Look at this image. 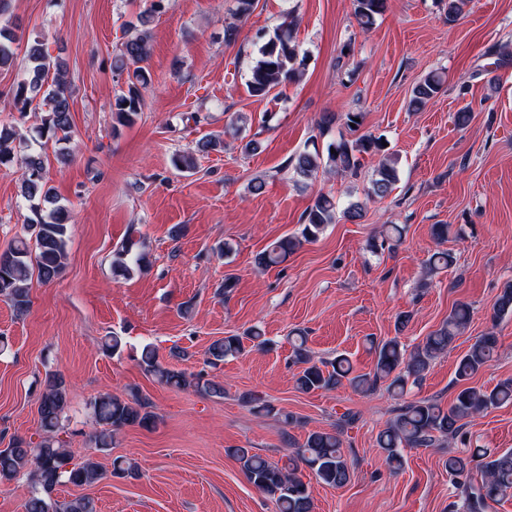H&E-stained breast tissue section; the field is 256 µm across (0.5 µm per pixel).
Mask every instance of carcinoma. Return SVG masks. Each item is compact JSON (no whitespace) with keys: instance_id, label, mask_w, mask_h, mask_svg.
<instances>
[{"instance_id":"carcinoma-1","label":"carcinoma","mask_w":512,"mask_h":512,"mask_svg":"<svg viewBox=\"0 0 512 512\" xmlns=\"http://www.w3.org/2000/svg\"><path fill=\"white\" fill-rule=\"evenodd\" d=\"M388 0H352L354 17L363 31L375 24L387 8ZM162 8V0H155L152 10L140 14L137 22H128L122 28L119 52L113 57L116 71L126 74L123 86L112 103L114 127L125 126L146 107V95L152 77L146 68L150 56L151 32L148 28L152 13ZM295 10L288 8L283 21L272 35L258 46L252 57L246 82L250 96L264 99L283 83L297 82L303 76L306 53L296 40ZM18 25L10 20L0 23V69H12L16 64L14 44L18 40ZM23 77L13 85V102L21 116L33 112L40 124L38 135L59 144L69 140L72 128V92L63 62L56 65V73L49 76L46 51L41 41H34L26 55ZM442 74L431 71L412 89L408 108L422 110L440 92ZM15 132L9 125L0 127V165L14 160L12 143ZM224 149L218 137H205L197 142L196 152L178 154L173 165L180 171L196 168L195 153ZM379 157L373 169L366 196L383 199L394 190L399 180L398 159L384 146V140L372 135L345 137L332 142L324 151H303L289 164L301 181H313L325 175H356L365 156ZM48 157L44 150L27 149L20 157L21 178L19 196L28 204L27 235L20 237L0 251V297L10 302L17 314L27 312L31 300L32 276L38 281H53L64 267L71 222L70 211L59 204V197L48 183ZM355 222L364 217L363 206L350 202L341 206L331 194L320 193L303 216L302 238L283 237L257 256L260 266L271 267L282 263L294 252L300 240L317 238L337 217ZM453 253L437 251L427 262V274L433 276L452 267ZM146 267V255H131V248L123 246L115 252L113 273L129 277ZM512 314V284L506 285L495 305L494 318ZM471 311L459 303L448 314V320L426 337L411 352H406L398 337L370 341L376 357L373 370L355 374L348 358L338 355L331 362L317 361L306 346V338L298 336L293 342L294 363L303 365L296 380L304 392L331 390L348 384L358 392L375 389L378 382H388V390L398 399L408 393V384L417 383L428 370L431 361L453 343L469 325ZM497 348V336L489 332L470 346L459 359L455 371L457 392L446 407L430 399L403 402L395 417L377 436V446L385 463L397 470L403 465L401 449L427 448L441 439H454L476 416L494 408L512 403V380L503 381L492 389L470 385V381L484 369ZM245 351L242 338L226 336L215 340L208 349L209 366L215 368L227 357H236ZM143 369L158 383L173 388L192 387L204 395H218L224 388L206 374L186 375L182 371L163 366L154 348L146 344L138 358ZM93 419L98 425L92 434L96 447L105 451L112 447L114 435L128 426L144 429L155 426L157 415L149 401L137 392L123 398L102 394L90 402ZM69 391L62 375L46 374L39 397L40 441L33 444L23 439L12 440L10 447L0 449V477L13 479L27 477L30 491L25 501V512H96L94 501L79 497L58 502L51 492L58 485H91L105 477L99 464L91 459L71 463L66 440L60 433L69 420ZM232 456L240 463L248 479L259 491L271 497L277 512H312L313 501L308 486L298 477L300 466L311 469L316 481L330 487H341L350 480V467L342 453V439L337 430L311 431L305 441L295 444L288 464L279 466L249 448H233ZM448 480L460 492L462 512H484L490 502L512 498V451L496 452L476 448L470 454L448 453L445 460ZM482 475L480 482L471 480L473 470Z\"/></svg>"}]
</instances>
